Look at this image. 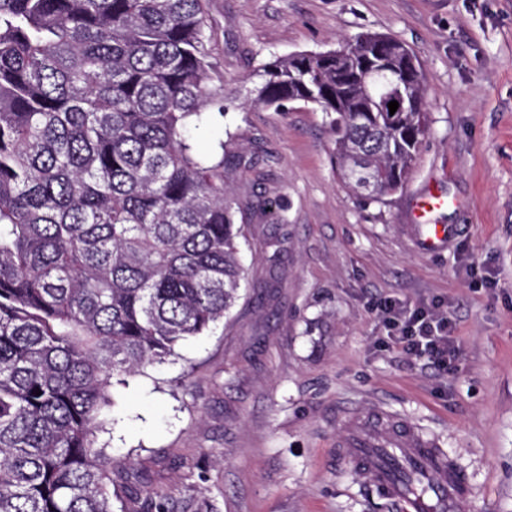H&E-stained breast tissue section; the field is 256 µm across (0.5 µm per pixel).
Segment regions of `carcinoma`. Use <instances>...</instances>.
<instances>
[{"label":"carcinoma","instance_id":"cac0c4a2","mask_svg":"<svg viewBox=\"0 0 512 512\" xmlns=\"http://www.w3.org/2000/svg\"><path fill=\"white\" fill-rule=\"evenodd\" d=\"M204 0H0V512H114L111 389L224 319L246 270L224 172L187 124L224 117ZM368 33L349 70L272 58L253 102L325 112L341 178L403 189L424 72ZM414 92L390 124L386 104ZM143 512H169L144 491Z\"/></svg>","mask_w":512,"mask_h":512}]
</instances>
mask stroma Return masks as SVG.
<instances>
[{
	"instance_id": "stroma-1",
	"label": "stroma",
	"mask_w": 512,
	"mask_h": 512,
	"mask_svg": "<svg viewBox=\"0 0 512 512\" xmlns=\"http://www.w3.org/2000/svg\"><path fill=\"white\" fill-rule=\"evenodd\" d=\"M224 119L192 129L249 158L226 174L247 240L231 313L114 390L99 442L170 512H398L336 445L343 413L379 405L436 437L466 473L458 512H512V0H207ZM390 34L419 56L431 132L402 192L340 181L316 106L255 104L270 58ZM454 200L424 247L411 204ZM442 304L447 369L388 336L381 304Z\"/></svg>"
}]
</instances>
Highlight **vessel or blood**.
<instances>
[{
  "label": "vessel or blood",
  "instance_id": "1",
  "mask_svg": "<svg viewBox=\"0 0 512 512\" xmlns=\"http://www.w3.org/2000/svg\"><path fill=\"white\" fill-rule=\"evenodd\" d=\"M342 427L341 445L349 449L356 471L400 512H457L467 482L438 441L380 410L344 416ZM404 470L419 475L420 489L403 484Z\"/></svg>",
  "mask_w": 512,
  "mask_h": 512
}]
</instances>
